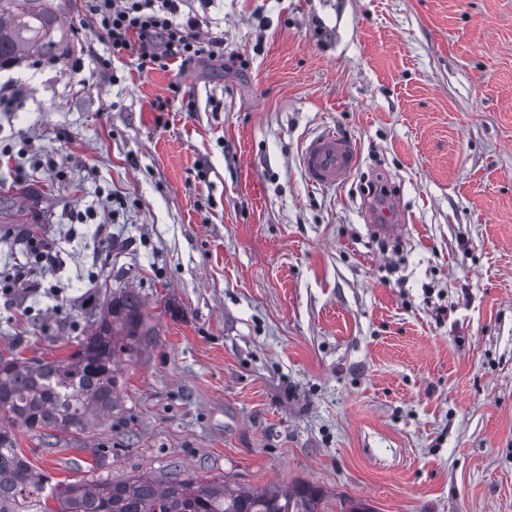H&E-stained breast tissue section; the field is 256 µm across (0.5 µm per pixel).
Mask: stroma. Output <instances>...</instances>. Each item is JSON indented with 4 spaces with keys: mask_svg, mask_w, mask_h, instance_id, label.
<instances>
[{
    "mask_svg": "<svg viewBox=\"0 0 512 512\" xmlns=\"http://www.w3.org/2000/svg\"><path fill=\"white\" fill-rule=\"evenodd\" d=\"M198 17L223 63L143 70L67 0L69 59L0 70V190L39 186L50 215L0 223V355L67 358L120 284L157 331L120 357L112 421L18 450L61 481L181 471L304 483L322 512H512V0ZM324 128L358 145L331 189L300 165ZM369 183L401 203L396 238ZM367 218L370 222H381L374 227L380 234L394 235L397 225L402 220L403 212L397 198L390 192H384L377 196L368 197L364 202Z\"/></svg>",
    "mask_w": 512,
    "mask_h": 512,
    "instance_id": "1",
    "label": "stroma"
}]
</instances>
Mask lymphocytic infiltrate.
<instances>
[{"mask_svg":"<svg viewBox=\"0 0 512 512\" xmlns=\"http://www.w3.org/2000/svg\"><path fill=\"white\" fill-rule=\"evenodd\" d=\"M185 0H87L114 51L137 48L142 67H187L202 59L224 55V40L201 39L199 18L183 16Z\"/></svg>","mask_w":512,"mask_h":512,"instance_id":"1","label":"lymphocytic infiltrate"}]
</instances>
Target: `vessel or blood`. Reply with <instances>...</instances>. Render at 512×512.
Here are the masks:
<instances>
[{
  "label": "vessel or blood",
  "mask_w": 512,
  "mask_h": 512,
  "mask_svg": "<svg viewBox=\"0 0 512 512\" xmlns=\"http://www.w3.org/2000/svg\"><path fill=\"white\" fill-rule=\"evenodd\" d=\"M357 160L358 149L353 140L333 132H323L306 142L300 164L311 185L333 188L351 175ZM364 208L367 218L376 223L379 233L394 235L403 215L395 196L385 192L369 197Z\"/></svg>",
  "instance_id": "b4317fda"
}]
</instances>
